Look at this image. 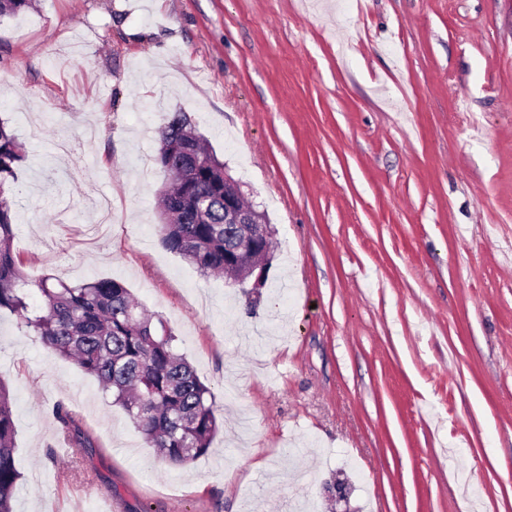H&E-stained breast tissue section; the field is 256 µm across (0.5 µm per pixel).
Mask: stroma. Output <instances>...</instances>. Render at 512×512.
Masks as SVG:
<instances>
[{
	"mask_svg": "<svg viewBox=\"0 0 512 512\" xmlns=\"http://www.w3.org/2000/svg\"><path fill=\"white\" fill-rule=\"evenodd\" d=\"M179 111L277 229L256 316L161 242ZM0 119L24 273L122 281L224 419L159 460L1 313L13 512H512V0H36ZM60 403L93 447L57 455Z\"/></svg>",
	"mask_w": 512,
	"mask_h": 512,
	"instance_id": "1",
	"label": "stroma"
}]
</instances>
